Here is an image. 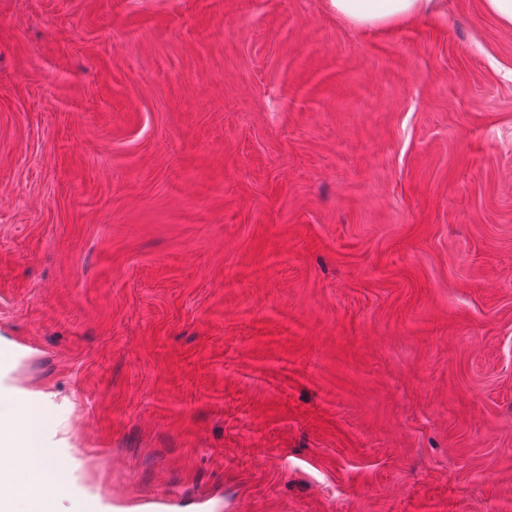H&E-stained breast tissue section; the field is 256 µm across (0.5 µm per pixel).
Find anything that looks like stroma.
Returning a JSON list of instances; mask_svg holds the SVG:
<instances>
[{
    "instance_id": "stroma-1",
    "label": "stroma",
    "mask_w": 512,
    "mask_h": 512,
    "mask_svg": "<svg viewBox=\"0 0 512 512\" xmlns=\"http://www.w3.org/2000/svg\"><path fill=\"white\" fill-rule=\"evenodd\" d=\"M15 402L55 512H512V30L0 0Z\"/></svg>"
}]
</instances>
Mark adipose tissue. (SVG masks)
Returning a JSON list of instances; mask_svg holds the SVG:
<instances>
[{
    "instance_id": "1",
    "label": "adipose tissue",
    "mask_w": 512,
    "mask_h": 512,
    "mask_svg": "<svg viewBox=\"0 0 512 512\" xmlns=\"http://www.w3.org/2000/svg\"><path fill=\"white\" fill-rule=\"evenodd\" d=\"M329 6L337 17L362 28L388 27L437 14L442 8L441 0H329ZM16 414L20 424L0 422V450H16L25 464L17 472L0 470V512H52L43 489L50 485L56 493H66L63 471L42 446L40 413L22 404Z\"/></svg>"
}]
</instances>
